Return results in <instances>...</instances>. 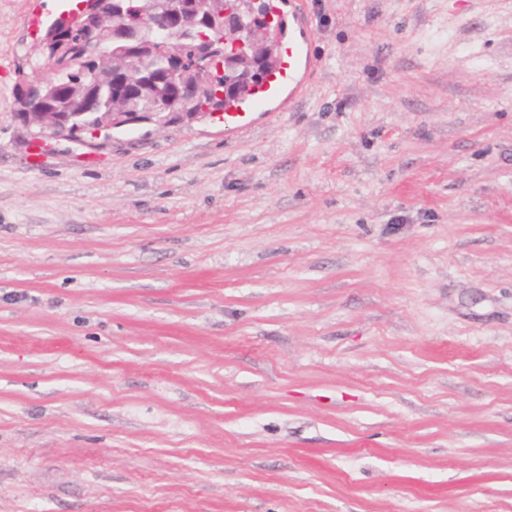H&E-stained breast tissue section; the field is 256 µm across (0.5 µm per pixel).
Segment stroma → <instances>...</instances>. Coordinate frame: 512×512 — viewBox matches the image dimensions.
Here are the masks:
<instances>
[{
	"instance_id": "obj_1",
	"label": "stroma",
	"mask_w": 512,
	"mask_h": 512,
	"mask_svg": "<svg viewBox=\"0 0 512 512\" xmlns=\"http://www.w3.org/2000/svg\"><path fill=\"white\" fill-rule=\"evenodd\" d=\"M0 0V512H512V0H308L247 133L32 165Z\"/></svg>"
}]
</instances>
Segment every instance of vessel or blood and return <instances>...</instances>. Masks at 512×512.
<instances>
[{
  "label": "vessel or blood",
  "mask_w": 512,
  "mask_h": 512,
  "mask_svg": "<svg viewBox=\"0 0 512 512\" xmlns=\"http://www.w3.org/2000/svg\"><path fill=\"white\" fill-rule=\"evenodd\" d=\"M268 21L279 42L280 61L258 86L224 108V125L247 132L256 116L272 114L282 103L305 96L318 61L307 0H269Z\"/></svg>",
  "instance_id": "vessel-or-blood-1"
}]
</instances>
